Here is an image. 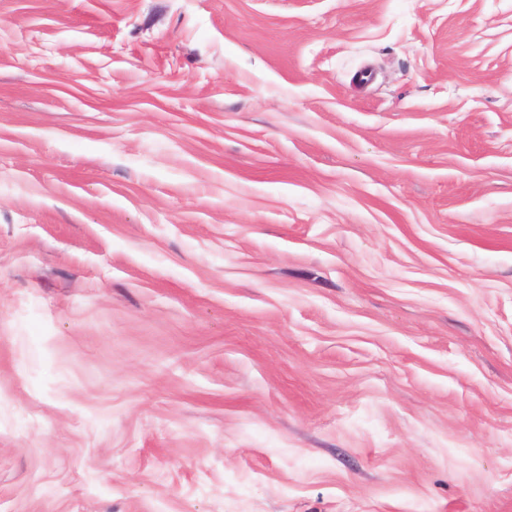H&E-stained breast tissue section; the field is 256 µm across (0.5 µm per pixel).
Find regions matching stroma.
Returning <instances> with one entry per match:
<instances>
[{
	"label": "stroma",
	"mask_w": 512,
	"mask_h": 512,
	"mask_svg": "<svg viewBox=\"0 0 512 512\" xmlns=\"http://www.w3.org/2000/svg\"><path fill=\"white\" fill-rule=\"evenodd\" d=\"M0 512H512V0H0Z\"/></svg>",
	"instance_id": "1"
}]
</instances>
